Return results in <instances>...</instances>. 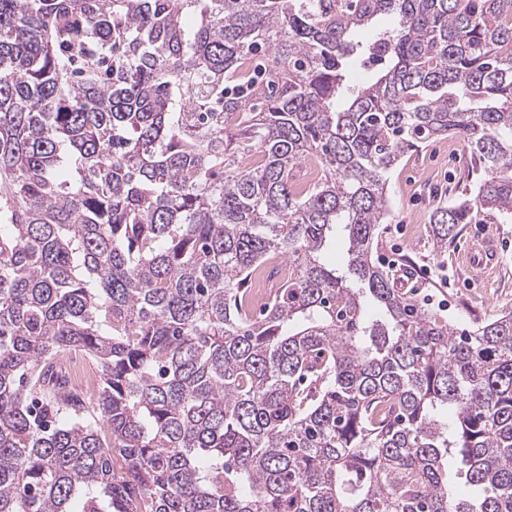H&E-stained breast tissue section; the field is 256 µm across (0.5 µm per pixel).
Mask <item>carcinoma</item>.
Returning a JSON list of instances; mask_svg holds the SVG:
<instances>
[{
	"mask_svg": "<svg viewBox=\"0 0 512 512\" xmlns=\"http://www.w3.org/2000/svg\"><path fill=\"white\" fill-rule=\"evenodd\" d=\"M444 136L482 177L440 248L512 215V0H0V512H512V310L373 259ZM276 272V277H287L289 268L288 264L283 262L279 257H274L262 264L254 273L252 285V297L256 302L265 301L270 293L273 277L270 271ZM65 368L72 379L85 386L92 385L98 378L96 367L89 361L70 360L65 364Z\"/></svg>",
	"mask_w": 512,
	"mask_h": 512,
	"instance_id": "1",
	"label": "carcinoma"
}]
</instances>
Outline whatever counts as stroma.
Masks as SVG:
<instances>
[{
	"mask_svg": "<svg viewBox=\"0 0 512 512\" xmlns=\"http://www.w3.org/2000/svg\"><path fill=\"white\" fill-rule=\"evenodd\" d=\"M476 179L475 164L462 143L441 137L410 151L389 175V216L373 245L375 258L388 263L395 287L461 329L512 310L511 218L487 227L500 242L501 258L481 280H471L459 265L474 225H462L445 250L434 244L432 211L455 201Z\"/></svg>",
	"mask_w": 512,
	"mask_h": 512,
	"instance_id": "35a3bbf8",
	"label": "stroma"
}]
</instances>
